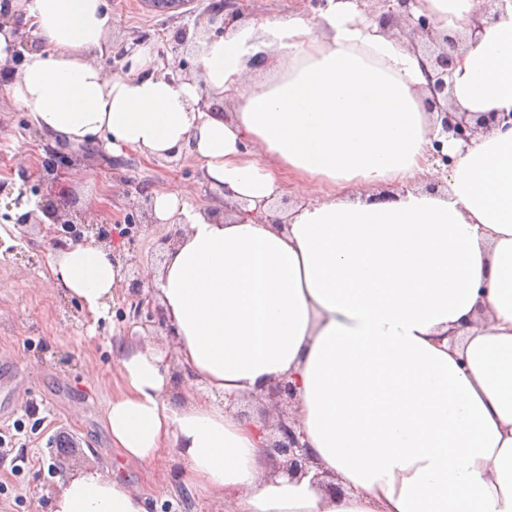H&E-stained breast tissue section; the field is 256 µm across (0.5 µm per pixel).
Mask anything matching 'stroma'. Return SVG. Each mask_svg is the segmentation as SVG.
<instances>
[{"mask_svg": "<svg viewBox=\"0 0 512 512\" xmlns=\"http://www.w3.org/2000/svg\"><path fill=\"white\" fill-rule=\"evenodd\" d=\"M105 3L122 20L105 37L100 60L107 66L113 48H147L186 78L198 66L202 42L224 29L223 16L211 12L215 0H191L186 11L165 14L146 10L140 0ZM235 6L242 24L311 18L322 9L317 0H235ZM182 27L188 40L181 46L158 37ZM52 156L58 165L45 171ZM0 180L30 190L33 204L62 196L70 213L103 226L108 244L128 260L108 312L90 316L52 283L43 225L18 223L19 208L0 196V512H50L62 481L86 470L137 489L149 512L169 504L179 512H224L223 500L194 491L175 450L148 463L126 460L111 446L103 420L104 404L121 383L117 343H148L166 354L174 349L169 327L132 317L131 284L141 282L144 268H160L174 241L169 225L145 222L143 198L172 185L192 204H220L222 189L185 156L148 160L100 144L52 147L2 90ZM134 222L139 231L130 240L124 231Z\"/></svg>", "mask_w": 512, "mask_h": 512, "instance_id": "1", "label": "stroma"}]
</instances>
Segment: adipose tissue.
I'll list each match as a JSON object with an SVG mask.
<instances>
[{"mask_svg":"<svg viewBox=\"0 0 512 512\" xmlns=\"http://www.w3.org/2000/svg\"><path fill=\"white\" fill-rule=\"evenodd\" d=\"M17 2L41 45L4 88L46 138L189 155L250 209L224 218L177 188L154 192L156 220L179 233L143 277L185 382L174 389L154 348L119 347L122 386L103 407L112 446L139 462L178 449L194 489L229 512H512V128L444 142L452 163L435 164L422 55L354 0L205 41L176 83L147 49L125 74L98 60L121 23L103 0ZM478 2L419 0L413 13L453 35ZM257 58L279 59L271 78L251 80ZM212 92L233 112L203 107ZM450 101L512 110V7L457 51ZM288 186L319 196L277 224L257 212ZM49 270L94 317L123 280L94 240L55 250ZM283 377L315 473L342 494L275 474L260 427L225 412L224 398ZM51 512L146 507L86 471Z\"/></svg>","mask_w":512,"mask_h":512,"instance_id":"obj_1","label":"adipose tissue"}]
</instances>
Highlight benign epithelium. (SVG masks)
<instances>
[{
  "label": "benign epithelium",
  "mask_w": 512,
  "mask_h": 512,
  "mask_svg": "<svg viewBox=\"0 0 512 512\" xmlns=\"http://www.w3.org/2000/svg\"><path fill=\"white\" fill-rule=\"evenodd\" d=\"M143 2L150 10L160 13L178 10L188 4V0H143ZM378 2L382 4V9L379 15L375 16V20L380 26L389 29L394 23L404 20L411 26L412 33L430 46V49L424 52L427 60L429 101L439 108L442 132L448 134V138L468 145L484 130L499 125L512 127V111L487 112L483 118L474 121L469 118L468 112L455 106H440L438 97L448 98L447 89L450 88V84L447 79L453 74L454 52L459 47V41L438 31L427 16H414L413 7L417 5V0H378ZM488 19L490 16L486 12L474 14L465 41L477 44L481 40ZM39 209L51 223L64 225V230L54 231L53 245L57 247H63L69 241H87L91 237L101 239L104 236L103 230L95 224L78 223L66 218L65 201L60 198L55 200L47 198L41 201ZM132 290L137 298L134 314L139 316L144 312L147 317L156 320L157 323H165L164 313L153 307L152 302L147 300L143 287L134 284ZM295 397L296 387L286 379L274 382L268 388L266 395V398L276 407L284 401L293 402ZM276 430V439L266 444L267 452L277 461L276 473L290 479L307 476L313 461L307 444L302 442L304 434L296 426L295 420L289 416L277 419Z\"/></svg>",
  "instance_id": "7a95c632"
}]
</instances>
